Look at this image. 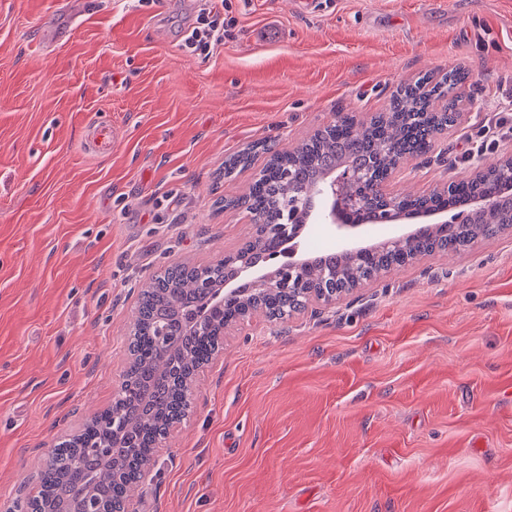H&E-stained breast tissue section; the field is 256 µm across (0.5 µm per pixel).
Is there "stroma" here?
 <instances>
[{
	"label": "stroma",
	"mask_w": 512,
	"mask_h": 512,
	"mask_svg": "<svg viewBox=\"0 0 512 512\" xmlns=\"http://www.w3.org/2000/svg\"><path fill=\"white\" fill-rule=\"evenodd\" d=\"M203 0H0V496L108 407L143 284L240 247L263 158L398 85L468 70V121L409 158L422 195L512 153V0H223L221 45L182 49ZM71 37L53 52L55 26ZM114 130L110 153L86 144ZM138 512H512V229L419 256L328 308L224 338Z\"/></svg>",
	"instance_id": "obj_1"
}]
</instances>
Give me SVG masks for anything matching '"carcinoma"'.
Returning <instances> with one entry per match:
<instances>
[{
  "label": "carcinoma",
  "instance_id": "obj_1",
  "mask_svg": "<svg viewBox=\"0 0 512 512\" xmlns=\"http://www.w3.org/2000/svg\"><path fill=\"white\" fill-rule=\"evenodd\" d=\"M468 73L452 69L437 78L424 75L393 92L388 107L363 121L362 130L350 131L344 122L326 126L316 138L294 152H279L265 145L272 157L254 180L249 194L224 198V208H245L253 221H275L281 210L294 201L300 191L319 183L340 165L379 177L398 159L418 157L433 147L437 134L453 126L458 99L451 89L464 83ZM252 152L244 151L224 160V177L251 166ZM507 171L488 170L480 191L495 198L494 204L473 221L450 224L430 232L423 228L410 240L394 242L358 262L339 252L310 257L305 271L307 283L329 293L352 288L362 279L373 278L401 266L421 254L434 251H458L478 238L497 234L512 227V201L497 199ZM473 187L461 186L451 195L427 202L419 197L404 198L403 209H419L426 204L465 210ZM208 271L205 266L175 264L151 278L140 293L134 320L135 335L128 350L130 361L112 405L106 412L121 421L127 438L136 447L114 448L112 453L119 472L103 465L96 449L112 445V432L91 423L63 441L38 471L40 491L33 498V512H77L81 483L91 485V499L100 512H114L137 488L148 444L159 427L184 419L190 409V395L185 381L215 347L217 336L208 316L190 324L186 312H202L208 302L198 283ZM305 296L272 288L257 295L252 286L240 285L238 301L224 308V319L234 318L250 309L261 310L267 317L280 319L302 307Z\"/></svg>",
  "mask_w": 512,
  "mask_h": 512
}]
</instances>
